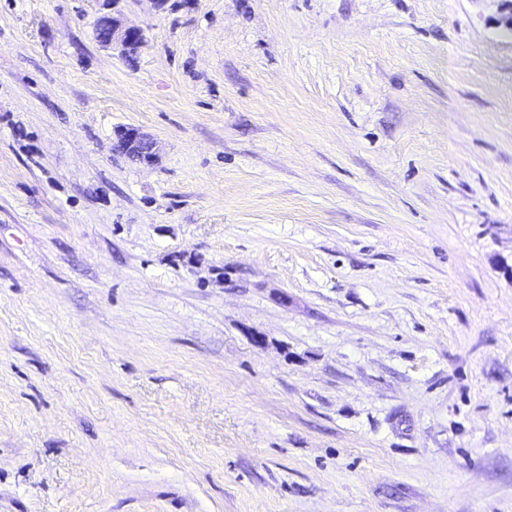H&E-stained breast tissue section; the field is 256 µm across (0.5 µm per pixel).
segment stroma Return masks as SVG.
I'll return each mask as SVG.
<instances>
[{"label":"stroma","mask_w":512,"mask_h":512,"mask_svg":"<svg viewBox=\"0 0 512 512\" xmlns=\"http://www.w3.org/2000/svg\"><path fill=\"white\" fill-rule=\"evenodd\" d=\"M500 6L0 0V512H512ZM102 1L103 9L107 11L102 14L110 17V29L106 36L96 38V40L103 47L117 50L123 58L132 61L143 41V32L140 28L122 25L121 21L114 16V12H110L111 9H114L113 5L119 0ZM116 147L132 160L152 164L157 160L155 143L141 129L124 127L116 133Z\"/></svg>","instance_id":"stroma-1"}]
</instances>
